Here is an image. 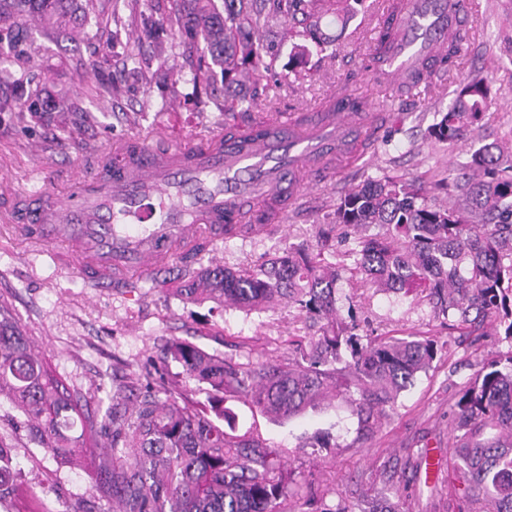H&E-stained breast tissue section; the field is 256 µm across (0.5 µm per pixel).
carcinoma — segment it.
Wrapping results in <instances>:
<instances>
[{"mask_svg":"<svg viewBox=\"0 0 512 512\" xmlns=\"http://www.w3.org/2000/svg\"><path fill=\"white\" fill-rule=\"evenodd\" d=\"M269 0H181L180 32L200 50L207 67L220 68L224 90L244 73L259 79L269 71L259 42ZM291 20L308 14L306 0H277ZM387 18L373 52L394 38ZM76 0H0V28L25 18L56 32L73 29ZM495 92L479 74L459 82L454 102L434 113L426 137L452 146L482 126ZM448 200L427 196L403 176L370 178L340 196L331 213L336 229L358 234L347 252L352 270L388 291L426 293L450 330L498 316L512 337V134L475 149L455 177L432 182ZM331 249L324 235L310 252L290 246L256 269L212 267L181 283L176 293L190 302L231 304L261 310L287 302L301 313L327 321L310 353L287 363L243 366L193 343L171 339L164 359L207 386L209 407L182 394L146 391L130 405L112 398L102 416L84 412L80 396L31 349L9 310L0 305V395L29 421L32 440L60 461L87 458L105 475L97 487L119 512H282L288 482L280 461L255 439L224 431V392L243 395L263 413L288 419L340 392L367 421L385 408L437 355L436 344L419 339H374L361 343L336 325L338 267L324 262ZM350 359L341 355V346ZM451 447L468 512H512V350L497 354L477 372L452 410ZM24 496L0 444V498Z\"/></svg>","mask_w":512,"mask_h":512,"instance_id":"obj_1","label":"carcinoma"}]
</instances>
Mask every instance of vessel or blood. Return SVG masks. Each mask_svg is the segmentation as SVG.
Masks as SVG:
<instances>
[{
    "mask_svg": "<svg viewBox=\"0 0 512 512\" xmlns=\"http://www.w3.org/2000/svg\"><path fill=\"white\" fill-rule=\"evenodd\" d=\"M470 11L469 0H402L398 38L379 73L410 81L447 42H466ZM357 120L344 101L318 123L292 120L231 138L217 132L194 148L160 152L133 139L107 156L111 179L75 171L67 195H45L35 223L15 215L12 231L33 243H63L92 287L120 288L186 255L201 235L222 240L225 223L253 202L279 197L286 178L317 183L338 148L353 147L362 159L372 147L351 146Z\"/></svg>",
    "mask_w": 512,
    "mask_h": 512,
    "instance_id": "vessel-or-blood-1",
    "label": "vessel or blood"
}]
</instances>
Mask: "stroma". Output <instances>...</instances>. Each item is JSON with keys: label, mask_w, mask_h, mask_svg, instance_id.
<instances>
[{"label": "stroma", "mask_w": 512, "mask_h": 512, "mask_svg": "<svg viewBox=\"0 0 512 512\" xmlns=\"http://www.w3.org/2000/svg\"><path fill=\"white\" fill-rule=\"evenodd\" d=\"M472 2L470 36L456 68L404 93L382 90L370 80L367 57L384 10L360 7L346 24L334 0H319L320 26L340 36V48L333 56L312 52L303 69L290 63L292 43L282 37L284 25L266 33L282 83L268 93L267 118L284 123L294 114L320 111L345 89L367 111L398 119L384 126L369 160L349 168L333 163L331 180L307 187L289 207L283 228L216 243L200 255L199 266L216 260L236 269L260 266L289 244L315 242L340 196L367 178L444 177L468 161L471 148L511 134L512 0ZM171 7V0H82L73 35L57 36L37 25L0 34V102L8 106L0 112V165L11 172L8 186L0 189V207L36 212L39 192H68L70 172L99 165L101 153L124 140L140 138L162 150L170 146L171 134L205 138L223 129L219 106L193 94V72L177 29L160 45L140 38L142 16L165 22ZM471 72L487 76L497 91L484 126L452 147L425 140L434 113L447 109L460 80ZM63 97L72 111H57L55 103ZM30 99L38 101V112H28ZM184 277L173 260L166 270L144 275L137 289L91 288L52 248L15 239L0 222V304L12 311L34 351L94 409L108 407L118 391L135 396L145 363L158 359L170 338L247 365L287 361L291 341L319 333L318 325L295 318L284 303L247 312L185 301L174 292ZM342 277L340 319L355 315L357 333L364 337L437 341L430 368L373 425L364 424L343 396H329L277 421L228 393L226 432L260 435L278 452L294 490L283 501L285 512H322L336 504L360 512L381 492L404 512H461L459 474L448 447L450 409L483 360L511 350L512 339L495 335L490 318L482 334L449 335L425 298L375 288L348 270ZM0 443L44 512H111L89 473L46 456L31 440L24 417L2 397ZM422 450L433 476L415 470Z\"/></svg>", "instance_id": "1"}]
</instances>
